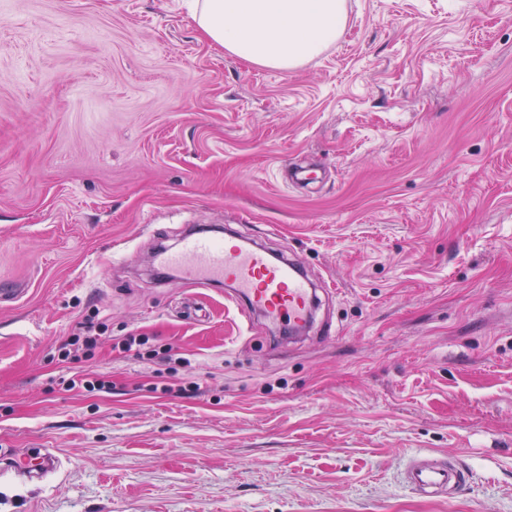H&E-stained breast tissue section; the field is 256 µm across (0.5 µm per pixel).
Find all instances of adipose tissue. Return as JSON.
Masks as SVG:
<instances>
[{"instance_id":"adipose-tissue-1","label":"adipose tissue","mask_w":512,"mask_h":512,"mask_svg":"<svg viewBox=\"0 0 512 512\" xmlns=\"http://www.w3.org/2000/svg\"><path fill=\"white\" fill-rule=\"evenodd\" d=\"M341 0H198L195 19L206 37L252 64L299 65L341 33Z\"/></svg>"}]
</instances>
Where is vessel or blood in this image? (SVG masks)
I'll use <instances>...</instances> for the list:
<instances>
[{"label":"vessel or blood","mask_w":512,"mask_h":512,"mask_svg":"<svg viewBox=\"0 0 512 512\" xmlns=\"http://www.w3.org/2000/svg\"><path fill=\"white\" fill-rule=\"evenodd\" d=\"M159 262L177 271L185 284H228L241 313L259 312L299 330L311 323L315 295L300 262L274 259L247 240L190 233L177 249L163 250ZM402 479L419 495L452 497L470 476L454 456L418 453L408 461Z\"/></svg>","instance_id":"obj_1"}]
</instances>
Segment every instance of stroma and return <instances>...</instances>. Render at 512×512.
<instances>
[{"mask_svg":"<svg viewBox=\"0 0 512 512\" xmlns=\"http://www.w3.org/2000/svg\"><path fill=\"white\" fill-rule=\"evenodd\" d=\"M344 5L280 70L192 0H0V436L59 457L0 512H512V0ZM203 227L300 259L322 333L158 278ZM89 317L107 393L58 383ZM432 451L453 499L401 482ZM149 339L145 336H126L118 344L117 347L124 353H132V355L139 359H144L145 355L147 359L172 360L171 348H166L162 352L157 350H146L144 346L148 343ZM145 351V352H143ZM160 354L162 356H160ZM402 479L408 489L419 495L450 499L467 486L470 476L452 455L418 453L408 461Z\"/></svg>","mask_w":512,"mask_h":512,"instance_id":"35a3bbf8","label":"stroma"}]
</instances>
